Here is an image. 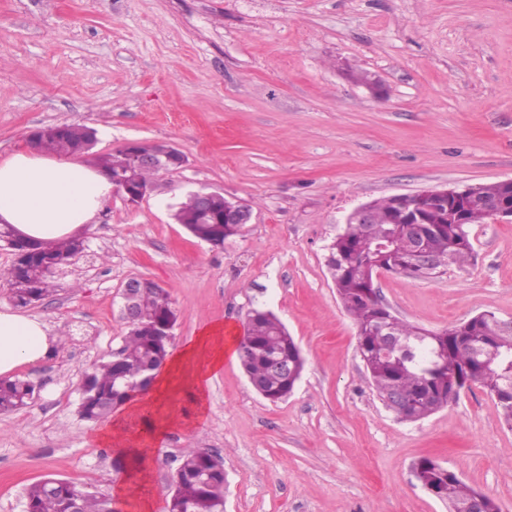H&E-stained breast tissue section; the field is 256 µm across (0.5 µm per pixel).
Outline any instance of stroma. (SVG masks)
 <instances>
[{"mask_svg": "<svg viewBox=\"0 0 512 512\" xmlns=\"http://www.w3.org/2000/svg\"><path fill=\"white\" fill-rule=\"evenodd\" d=\"M378 81L371 88L361 75ZM79 124L96 151L151 139L184 166L138 206L120 193L87 249L28 306L65 347L17 376L31 403L0 414V512L48 477L115 494L114 455L78 414L80 381L122 343V289L165 288L170 350L212 325L243 336L272 310L305 360L285 400L238 360L213 375L207 414L145 447L151 512L184 449L222 459L224 512H448L416 480L423 458L512 512V430L482 387L415 422L372 387L328 247L358 206L428 187L512 178V0H0V162L34 129ZM221 190L252 221L215 249L177 224L175 198ZM465 267L376 279L392 313L439 332L485 311L512 318V222L475 224Z\"/></svg>", "mask_w": 512, "mask_h": 512, "instance_id": "35a3bbf8", "label": "stroma"}]
</instances>
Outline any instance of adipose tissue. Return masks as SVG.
Segmentation results:
<instances>
[{
	"instance_id": "adipose-tissue-1",
	"label": "adipose tissue",
	"mask_w": 512,
	"mask_h": 512,
	"mask_svg": "<svg viewBox=\"0 0 512 512\" xmlns=\"http://www.w3.org/2000/svg\"><path fill=\"white\" fill-rule=\"evenodd\" d=\"M112 192L111 180L96 168L37 149L17 151L0 162V223L45 246L76 238L95 223ZM56 342L40 318L0 305V379H14L21 367L41 362ZM237 344V339L225 336L223 326L211 327L167 359L146 397H135L125 415L101 429L100 440L128 467L119 478L121 495L142 489L148 479L138 449L142 436L156 441L177 425V416L167 409L173 395L191 389L196 406H204L209 374L221 369L225 356L236 355ZM144 407L152 419L138 433L130 420Z\"/></svg>"
}]
</instances>
